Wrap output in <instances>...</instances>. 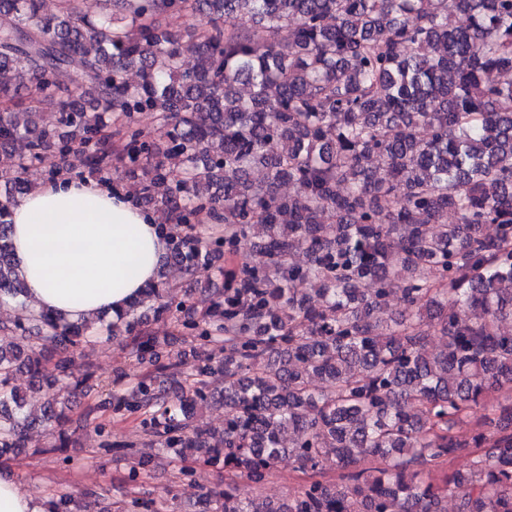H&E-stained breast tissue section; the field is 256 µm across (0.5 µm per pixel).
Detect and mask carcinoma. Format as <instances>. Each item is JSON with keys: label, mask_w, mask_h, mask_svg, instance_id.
Returning <instances> with one entry per match:
<instances>
[{"label": "carcinoma", "mask_w": 512, "mask_h": 512, "mask_svg": "<svg viewBox=\"0 0 512 512\" xmlns=\"http://www.w3.org/2000/svg\"><path fill=\"white\" fill-rule=\"evenodd\" d=\"M81 2L46 18L39 0H0V302L17 308L0 332L22 339L0 347V457L60 424L94 378L68 364L104 317L30 309L10 238L25 162L80 150L90 173L121 171L136 204L169 215L158 276L104 322L148 367L111 394L147 442L114 441L85 412L129 482L163 456L181 481L189 461L224 474L210 512H444L448 499L512 512V332L499 331L512 319V83L499 80L512 0H102L96 17ZM456 12L467 26H450ZM172 15L190 20V68L161 26ZM139 112L158 114L164 143L132 126ZM108 116L127 121L113 141ZM255 224L264 262L233 264ZM202 268L215 277L198 281ZM397 288L403 308L385 319ZM435 333L445 342L430 350ZM23 370L48 393L38 415ZM217 404L221 429L197 422ZM461 452L464 474L448 469ZM286 455L306 479L266 502ZM45 507L86 512L68 492Z\"/></svg>", "instance_id": "carcinoma-1"}]
</instances>
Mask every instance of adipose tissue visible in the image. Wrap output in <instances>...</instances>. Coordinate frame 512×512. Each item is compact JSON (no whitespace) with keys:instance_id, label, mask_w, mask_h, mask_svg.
Here are the masks:
<instances>
[{"instance_id":"obj_1","label":"adipose tissue","mask_w":512,"mask_h":512,"mask_svg":"<svg viewBox=\"0 0 512 512\" xmlns=\"http://www.w3.org/2000/svg\"><path fill=\"white\" fill-rule=\"evenodd\" d=\"M10 233L33 306L73 321L126 309L165 253L154 218L127 194L67 176L17 202Z\"/></svg>"}]
</instances>
